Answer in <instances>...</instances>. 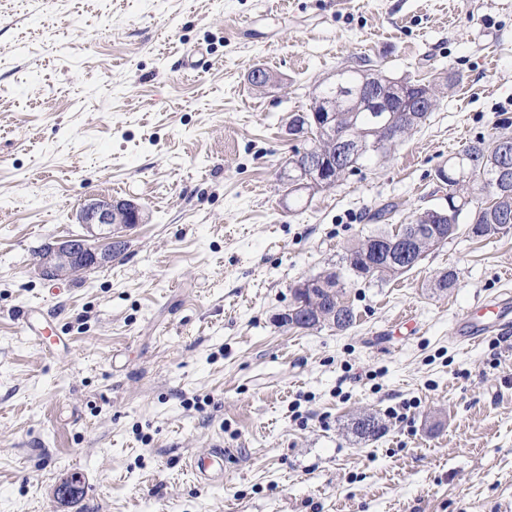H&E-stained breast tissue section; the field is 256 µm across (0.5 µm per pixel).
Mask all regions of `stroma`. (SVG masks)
<instances>
[{
	"mask_svg": "<svg viewBox=\"0 0 512 512\" xmlns=\"http://www.w3.org/2000/svg\"><path fill=\"white\" fill-rule=\"evenodd\" d=\"M359 64L434 82L437 106L289 207L285 160L311 146L291 117ZM502 135L512 0H0V512L512 505V333L456 340L463 311L512 292V233L462 231L399 279L349 283L347 331L282 320L368 213L396 202L412 223L449 157ZM95 198L142 205L124 251L40 275ZM450 268L457 287L430 290ZM32 307L59 342L25 329ZM366 414L386 426L369 441ZM216 447L223 483L195 480L188 458ZM76 471L84 490L58 496Z\"/></svg>",
	"mask_w": 512,
	"mask_h": 512,
	"instance_id": "obj_1",
	"label": "stroma"
}]
</instances>
